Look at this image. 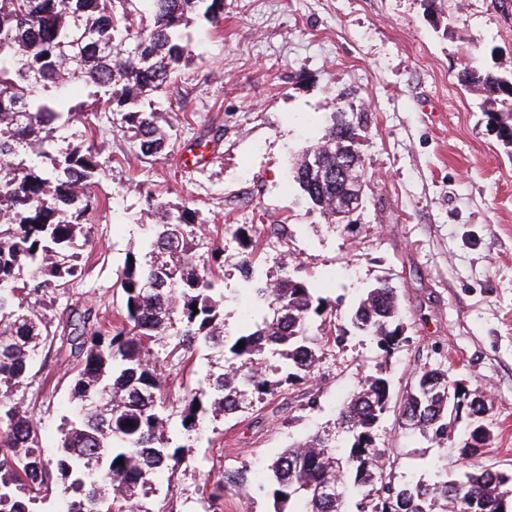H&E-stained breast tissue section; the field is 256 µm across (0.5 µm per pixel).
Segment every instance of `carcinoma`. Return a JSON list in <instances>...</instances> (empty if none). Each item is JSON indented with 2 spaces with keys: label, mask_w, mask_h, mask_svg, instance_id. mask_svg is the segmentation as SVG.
<instances>
[{
  "label": "carcinoma",
  "mask_w": 512,
  "mask_h": 512,
  "mask_svg": "<svg viewBox=\"0 0 512 512\" xmlns=\"http://www.w3.org/2000/svg\"><path fill=\"white\" fill-rule=\"evenodd\" d=\"M137 10L142 23L134 31L126 16ZM223 15L224 0H0V512H34L32 492L55 483L63 487L61 512H168L149 502L152 483L185 455L170 451L169 387L150 344L165 348L166 362L188 360L200 344L218 356L226 347L233 355L227 368L207 376V386L184 394L180 418L187 432L208 412L236 413L309 378L327 345L311 333L325 301L285 263L279 276L261 275L254 267L257 242L244 225L236 234L251 248L242 260L246 291L265 315L226 345L224 289L207 271L224 267V249L212 250L209 265L199 263L185 234L186 226L202 223L199 211L172 208L151 195L148 204L161 223L138 252L128 253L133 262L121 270V326L102 331L88 309L69 321L62 337L82 368L71 379L76 412L60 428L55 465L41 456L37 426L15 399L49 337L45 318L28 299L64 290L82 275L76 247L88 240L89 188L106 175L94 145L50 151V126L82 110L71 104L69 86L97 88L93 110L119 113L140 153L160 155L169 146V121L156 103L190 52L182 27L195 17L218 24ZM461 77L488 90L489 118L512 148V73L470 67ZM363 129L361 118L334 114L321 141L293 169L303 195L324 214L335 215L336 196L348 191L336 180V164L346 158L355 163L353 177H366L358 156L345 153ZM350 322L385 353L406 341L398 294L388 283L368 291ZM389 399L388 380L370 376L342 406L339 428L353 438L346 455L338 454L335 437L317 433L283 449L257 475H224L217 490L270 488L274 512H349L351 501L356 512H445L449 506L451 512H512V477L490 468L474 467L456 481L442 465L431 483H395L383 464L387 449L372 446ZM463 402L472 416L485 410L477 391L448 404V375L424 371L400 418L425 438L446 440ZM487 438L486 430L469 434L461 454L481 455ZM336 484L342 501L319 494Z\"/></svg>",
  "instance_id": "1"
}]
</instances>
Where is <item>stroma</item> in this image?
Returning <instances> with one entry per match:
<instances>
[{
    "instance_id": "obj_1",
    "label": "stroma",
    "mask_w": 512,
    "mask_h": 512,
    "mask_svg": "<svg viewBox=\"0 0 512 512\" xmlns=\"http://www.w3.org/2000/svg\"><path fill=\"white\" fill-rule=\"evenodd\" d=\"M185 33L190 57L163 100L172 127L163 155L142 156L116 113L78 116L55 133L63 147L96 144L109 169L91 188L82 279L33 302L56 336L24 391L44 459L55 460L72 411L73 360L59 341L69 311L91 306L103 325L117 321L118 274L158 221L152 193L198 209L202 223L186 232L199 258L223 248L214 278L224 288L225 336L244 326V246L234 234L242 224L261 235L263 272L287 257L290 273L330 309L314 320L330 343L309 380L255 409L205 418L189 435L171 419L174 445L191 451L154 480L152 499L171 501L173 512H209L224 472L263 467L331 428L372 375L390 384L373 438L396 481H430L444 463L512 476V155L480 109L487 92L460 77L470 65L512 72V0H224L219 26L194 22ZM340 111L368 126L358 152L370 182L349 226L311 208L289 174ZM384 279L397 290L407 337L388 354L349 328L360 298ZM210 356L200 350L190 366H165L173 398L204 385ZM431 368L484 395L491 439L475 462L459 457L468 410L442 446L401 424L407 391ZM215 506L273 512L271 496L231 490Z\"/></svg>"
}]
</instances>
